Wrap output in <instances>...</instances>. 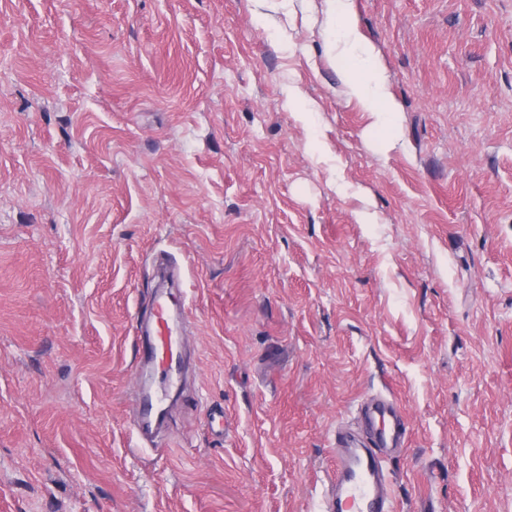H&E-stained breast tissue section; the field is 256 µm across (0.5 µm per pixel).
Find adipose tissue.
Instances as JSON below:
<instances>
[{"label": "adipose tissue", "mask_w": 512, "mask_h": 512, "mask_svg": "<svg viewBox=\"0 0 512 512\" xmlns=\"http://www.w3.org/2000/svg\"><path fill=\"white\" fill-rule=\"evenodd\" d=\"M325 3L333 23L332 48L341 66L348 96L371 113L377 126L392 129L400 109L389 90L388 75L358 27L352 0H325Z\"/></svg>", "instance_id": "obj_1"}]
</instances>
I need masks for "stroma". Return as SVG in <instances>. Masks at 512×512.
<instances>
[{
    "label": "stroma",
    "instance_id": "35a3bbf8",
    "mask_svg": "<svg viewBox=\"0 0 512 512\" xmlns=\"http://www.w3.org/2000/svg\"><path fill=\"white\" fill-rule=\"evenodd\" d=\"M354 11L389 133L322 0H0V512H326L379 396L397 512H512V0ZM161 264L192 325L150 440ZM333 28L332 48L349 97L355 98L383 130L394 127L400 112L389 90V77L355 20L352 0H325Z\"/></svg>",
    "mask_w": 512,
    "mask_h": 512
}]
</instances>
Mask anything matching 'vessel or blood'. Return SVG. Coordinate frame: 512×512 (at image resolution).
Here are the masks:
<instances>
[{"label":"vessel or blood","mask_w":512,"mask_h":512,"mask_svg":"<svg viewBox=\"0 0 512 512\" xmlns=\"http://www.w3.org/2000/svg\"><path fill=\"white\" fill-rule=\"evenodd\" d=\"M171 307L168 292L159 290L152 302L150 325L142 345L143 357L158 377L157 386L139 399L140 412L146 421L165 401L169 391L182 384L178 352L182 324L172 316ZM361 408L372 425V432L362 447L341 439L336 442L335 509L336 512H394L382 461L386 448L407 439L404 415L396 401L389 398L365 400Z\"/></svg>","instance_id":"obj_1"}]
</instances>
